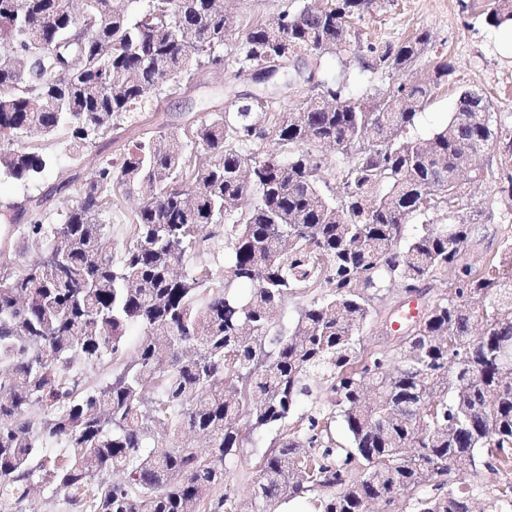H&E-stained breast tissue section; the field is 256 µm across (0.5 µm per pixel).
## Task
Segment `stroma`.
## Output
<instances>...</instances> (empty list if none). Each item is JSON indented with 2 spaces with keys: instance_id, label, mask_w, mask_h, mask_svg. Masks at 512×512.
Returning a JSON list of instances; mask_svg holds the SVG:
<instances>
[{
  "instance_id": "stroma-1",
  "label": "stroma",
  "mask_w": 512,
  "mask_h": 512,
  "mask_svg": "<svg viewBox=\"0 0 512 512\" xmlns=\"http://www.w3.org/2000/svg\"><path fill=\"white\" fill-rule=\"evenodd\" d=\"M492 0H382L370 13L353 23L355 38L349 50L320 58L301 56L292 58L286 70L290 75H316L333 78L346 85L355 95L369 92L379 84V71L370 69L369 46L384 47L397 44L415 34L417 30L429 31L432 36L429 59L452 60L454 73L447 85L441 87L418 115L411 136L428 134L446 125L454 112L461 91L481 90L495 116L512 124V46L505 41L506 28L487 24L485 17ZM283 78L268 83H255L236 76L233 61H226L224 68L206 70L194 77L187 87L176 93L161 96L156 120H144L142 131L160 124L167 138L179 141L186 153L199 158L201 149L194 142L191 131L211 113L221 112L237 100L239 95L250 93L268 101L271 110L286 112L294 108L298 92L283 86ZM127 133H120L117 140H103L88 151L82 161L71 159L60 141H47L37 136L22 139L25 147H40L53 160L51 167L38 180L22 182L7 175H0V252L14 254L18 264L25 265L46 255L48 243L24 242L20 229L23 225L40 220L44 224L63 223L64 217L75 206L76 191L59 192V183L74 175L89 176L98 163L106 158L120 161L124 154ZM494 157L489 175L476 191L475 199L486 202V213L466 207L458 219L471 227L463 247V260L473 270L483 269L488 262L499 258L505 238L512 236V215L502 214L491 202L507 173H512V160L500 162L501 148H492ZM31 197L44 198L40 214H32L26 201ZM136 200L115 192L109 195L99 221L109 227V240L114 260H121L132 243ZM184 275L207 276L204 293L224 285V239L215 237L207 245L188 253L177 268ZM402 298L398 288L382 285L373 302L371 316L363 328L362 338L366 348L388 347L392 336L386 325L394 316V309ZM280 432L269 429L254 434L252 440L240 448L234 463L228 465L222 485L210 492L211 499H218L225 491H233L243 503L250 502L253 488L259 479V465L268 448L279 445Z\"/></svg>"
}]
</instances>
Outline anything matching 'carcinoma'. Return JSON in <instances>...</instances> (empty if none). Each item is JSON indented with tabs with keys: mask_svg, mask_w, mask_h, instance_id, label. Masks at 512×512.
<instances>
[{
	"mask_svg": "<svg viewBox=\"0 0 512 512\" xmlns=\"http://www.w3.org/2000/svg\"><path fill=\"white\" fill-rule=\"evenodd\" d=\"M0 0V172L33 181L50 165L14 144L66 134L81 159L96 140L127 130L155 95L224 63L236 35L224 0ZM376 0H325L252 22L237 42L236 76L272 60L322 57L351 46V20ZM493 27L512 26V0H496ZM431 35L417 32L369 52L390 82L353 97L329 78L301 93L291 112L256 99L213 113L192 137L206 158L195 188L183 184L184 148L159 131L128 142L120 165L100 163L61 224L35 220L24 238L50 243L43 258L0 260V508L26 500L36 471L69 493L71 512H240L224 484L226 463L254 433L280 428L263 456L252 512H278L316 495L315 512H361L401 499L408 512H472L480 487L456 480L502 475L484 512H512V241L477 274L461 263L467 224L453 218L488 169V128L511 144L512 127L461 93L448 123L422 138L400 136L452 75L451 61L413 70ZM285 160L260 151L266 125ZM250 145L244 153L239 146ZM345 159L337 190L321 175V149ZM135 240L120 264L96 222L115 189L132 195ZM257 201L252 203V196ZM418 215L420 231L404 237ZM224 219V289L205 305V279L176 267L209 225ZM457 272L451 297L424 307L411 329L367 352L371 297L389 282L402 293ZM327 290L304 307L291 334L270 337L288 295ZM141 333L112 380L86 387L70 368L120 360L125 335ZM331 396L334 411L312 397ZM311 398L307 427L288 417ZM335 414L349 433L330 436ZM207 438V453L185 440Z\"/></svg>",
	"mask_w": 512,
	"mask_h": 512,
	"instance_id": "cac0c4a2",
	"label": "carcinoma"
}]
</instances>
